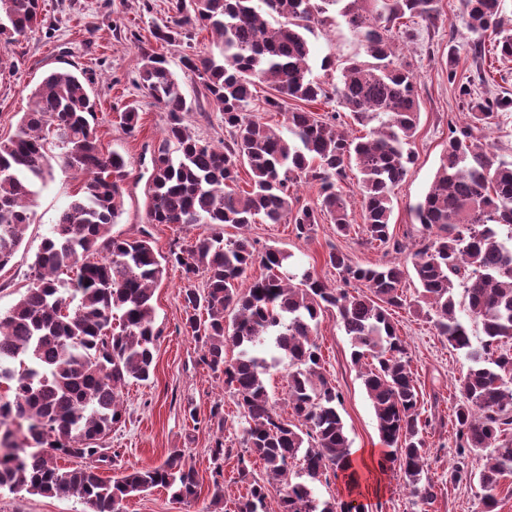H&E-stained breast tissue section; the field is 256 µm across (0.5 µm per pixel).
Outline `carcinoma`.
<instances>
[{
	"mask_svg": "<svg viewBox=\"0 0 512 512\" xmlns=\"http://www.w3.org/2000/svg\"><path fill=\"white\" fill-rule=\"evenodd\" d=\"M168 10L153 30L155 41H189L197 28L214 35L207 51L184 56L183 64L199 75L204 98L222 113L227 138L218 147L191 131L187 115L196 102L162 56L142 52L139 85L166 112L151 158L147 220L229 225L239 234L202 233L167 257L146 236L112 234L123 213L127 163L101 149L97 104L86 80L70 71L43 79L17 133L0 138V269L21 246L33 198L52 177V160L60 158L83 182L36 252L29 287L0 312V385L7 386L0 394V490L76 497L85 512H121L126 498L155 487L183 501L198 497V472L177 450L161 465L109 481L94 466L105 459L101 440L122 422V387L154 372L152 298L172 262L189 281L204 273L203 288L183 290L184 330L200 345L199 361L224 375L239 408L245 453L238 455L237 472L248 485L236 512H269L272 492L276 512H365L364 504L353 505L360 495L356 475L346 482L345 499L321 501L313 491L328 472L344 473L351 455L341 394L323 373L315 340L327 312L336 313L352 362L361 367L386 446L379 470H398L416 512H428L438 498L437 485L425 478L430 422L421 420L411 358L392 320L393 309L409 305L402 283L411 274L419 285L414 304L470 362L454 385L460 461L448 482L478 484L481 512H494L501 480L512 472V351L505 349L512 340V162L498 158L487 139L497 113L512 112V97H484L469 78L460 84L467 122L449 128L434 180L415 207L420 236L412 268L392 260L364 266L332 245L325 263L344 283L365 289L332 288L310 268L290 272L291 254L276 247L255 253L244 229L261 216L268 224L293 225L300 239H309L323 220L336 225L337 235H348L341 183L354 167L366 241L387 253L402 250L392 230L393 194L413 164L420 98L413 69L396 55L393 29L406 17L436 20V0H170ZM338 18L361 35L366 59L348 61L329 90L313 76L308 35ZM460 21L474 49L491 36L495 54L512 58V30L500 0H460ZM40 23L39 0H0L3 47ZM259 84L271 90L265 110L283 113L285 131L247 117ZM332 98L366 134L351 137L337 128L336 113L302 107ZM139 120L136 105L120 113L130 136ZM242 167L250 171L248 190L238 186ZM301 181L318 186L312 206L294 203L290 188ZM256 263L265 273L252 279ZM458 287L468 315L483 325L477 346L458 315ZM229 345L237 349L230 360ZM285 361L291 421L280 418L265 381ZM207 422L216 428L208 452L217 505L222 462L231 452L221 412L212 410ZM471 454L483 460L477 471L466 463ZM62 455L75 465L60 467ZM252 457L262 462L264 478H249Z\"/></svg>",
	"mask_w": 512,
	"mask_h": 512,
	"instance_id": "cac0c4a2",
	"label": "carcinoma"
}]
</instances>
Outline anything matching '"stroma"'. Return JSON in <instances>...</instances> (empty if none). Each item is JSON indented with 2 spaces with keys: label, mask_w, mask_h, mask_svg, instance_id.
Segmentation results:
<instances>
[{
  "label": "stroma",
  "mask_w": 512,
  "mask_h": 512,
  "mask_svg": "<svg viewBox=\"0 0 512 512\" xmlns=\"http://www.w3.org/2000/svg\"><path fill=\"white\" fill-rule=\"evenodd\" d=\"M42 26L18 43L10 45L0 65V137L17 130L29 106L32 92L51 72L68 70L84 75L88 90L98 102V135L104 150L121 154L130 171L122 215L112 232L124 237L148 234L155 251L165 255L173 248L187 246L201 233L198 225L150 224L146 221L145 188L151 171V151L160 137L165 114L145 96L138 85V62L142 50H158L169 62L187 98L202 89L196 73L186 70L181 58L189 51L208 48L212 35L194 31L191 44L172 46L156 43L152 30L167 18L168 0H40ZM435 26L419 23L418 37L400 43L399 49L411 62L417 76L421 112L412 148L415 159L410 171L395 190L393 228L396 236L411 245L419 237L414 208L427 193L440 158L448 144V127L465 119L458 90L448 82V35L460 26L459 0H438ZM313 74L326 83H336L344 63L363 57L360 36L343 22L317 28L309 37ZM458 72L468 76L485 75L481 95H512V60L496 58L486 49L482 62H474L471 42L457 39ZM331 69H323V60ZM137 104L140 129L125 134L119 125V112ZM358 171H349L343 184L353 227L341 237L330 222L315 225L309 240L296 238L288 224H252L247 235L256 251L275 246L291 252L304 264L313 265L331 287H339L335 269L325 256L337 247L353 262L371 265L383 261L384 251L366 242L362 232ZM80 188V181L61 162H54L53 177L36 196L32 221L24 232L21 248L13 260L0 270V311L8 310L25 292L30 282L31 263L43 239L49 235L60 210ZM186 281L178 266H167L153 296L154 326L159 333L155 370L149 381L129 382L122 389L125 415L104 439L107 459L99 472L103 478L134 468L163 463L173 450H181L191 462L200 482L197 499H175L170 490L155 488L129 497L123 512H224L225 504L245 494L235 460L223 464L224 497L212 504L214 465L208 450L213 432L194 426L188 410L196 408L199 418L211 410L224 416V444L238 445L239 409L222 378L216 377L199 361L200 348L182 326L185 316L182 290ZM393 320L406 342L417 375L420 410L431 418L426 437L428 477L442 493L429 512H479L481 490L474 483L451 484L448 471L459 459L454 432L449 422L455 400L454 383L468 362L462 352L452 349L437 336L424 312L399 309ZM325 375L342 394L340 412L346 431L356 448H377L381 441L373 408L367 398L358 370L351 362V344L333 313H326L318 328ZM368 512H414L413 498L399 473L384 472L377 493L363 494ZM84 504L74 497H59L26 492L0 491V512H84Z\"/></svg>",
  "instance_id": "1"
}]
</instances>
